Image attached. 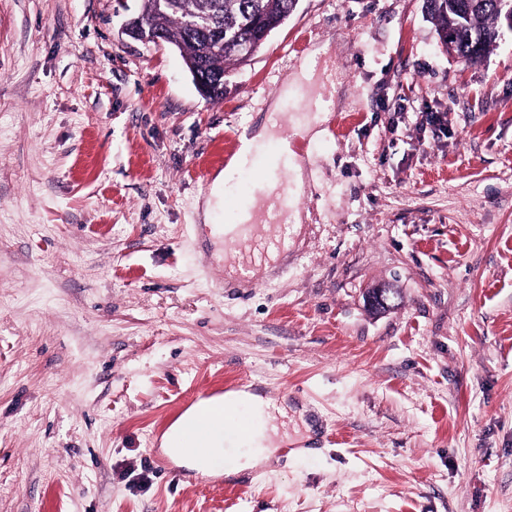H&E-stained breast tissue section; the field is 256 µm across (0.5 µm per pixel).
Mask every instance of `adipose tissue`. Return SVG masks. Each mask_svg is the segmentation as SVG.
Returning a JSON list of instances; mask_svg holds the SVG:
<instances>
[{
	"label": "adipose tissue",
	"mask_w": 512,
	"mask_h": 512,
	"mask_svg": "<svg viewBox=\"0 0 512 512\" xmlns=\"http://www.w3.org/2000/svg\"><path fill=\"white\" fill-rule=\"evenodd\" d=\"M275 133L276 123L270 118L252 135L242 138L236 158L214 180L211 196L205 204L206 211L210 212L221 206L223 190L235 181L241 164L264 143L273 140ZM224 405L245 409L251 419L248 433L241 440L244 451L237 455L233 466L227 469L222 468L221 457L216 453L217 448L224 445L223 417L214 416L215 430L200 435V452L191 453L184 448L186 427L194 421L213 416V409ZM275 410V404L261 395L230 391L221 397L199 401L187 409L165 433L163 446L170 456L183 462L189 469L212 475L224 472L231 476L255 468L276 450L277 432L272 424Z\"/></svg>",
	"instance_id": "obj_1"
}]
</instances>
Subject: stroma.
Wrapping results in <instances>:
<instances>
[{"instance_id": "stroma-1", "label": "stroma", "mask_w": 512, "mask_h": 512, "mask_svg": "<svg viewBox=\"0 0 512 512\" xmlns=\"http://www.w3.org/2000/svg\"><path fill=\"white\" fill-rule=\"evenodd\" d=\"M139 7L0 0V512H512V31L467 65L426 0H299L213 102ZM304 71L300 222L227 282L205 202ZM242 378L272 457L158 468ZM243 408L251 419V426L239 443L248 448L238 454L234 465L224 470L225 476L237 474L243 470L255 468L267 459L278 447L276 428L271 424L274 412L282 413L271 400L246 391H229L222 397L202 400L187 409L183 415L165 433L163 448L173 458L183 462L189 469L203 474L218 475L223 471L220 460L223 453L197 454L184 449V431L192 422L203 419L219 406Z\"/></svg>"}]
</instances>
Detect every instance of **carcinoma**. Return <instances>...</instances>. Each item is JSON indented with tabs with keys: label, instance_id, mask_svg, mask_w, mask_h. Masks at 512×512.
<instances>
[{
	"label": "carcinoma",
	"instance_id": "obj_1",
	"mask_svg": "<svg viewBox=\"0 0 512 512\" xmlns=\"http://www.w3.org/2000/svg\"><path fill=\"white\" fill-rule=\"evenodd\" d=\"M501 0H427L438 33L450 37L452 53L466 63L483 58L500 36ZM293 0H142L147 33L160 31L183 53L188 70L224 79L228 65L264 45L261 32L288 19ZM213 16L224 25V51L207 52L215 42L208 29L187 26L191 16Z\"/></svg>",
	"mask_w": 512,
	"mask_h": 512
}]
</instances>
